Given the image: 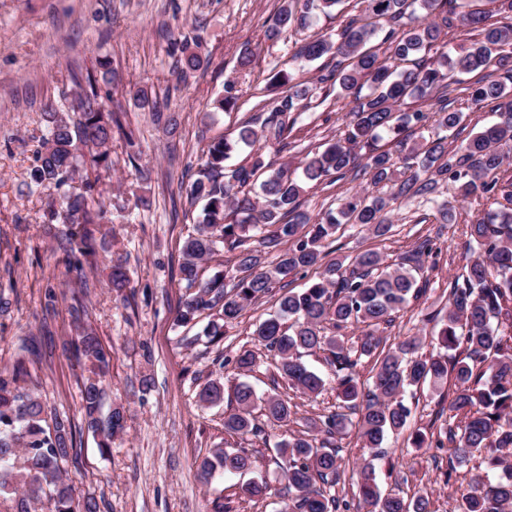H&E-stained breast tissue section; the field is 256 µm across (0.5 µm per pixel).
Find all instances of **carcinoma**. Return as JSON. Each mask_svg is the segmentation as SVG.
<instances>
[{
	"label": "carcinoma",
	"instance_id": "obj_1",
	"mask_svg": "<svg viewBox=\"0 0 512 512\" xmlns=\"http://www.w3.org/2000/svg\"><path fill=\"white\" fill-rule=\"evenodd\" d=\"M344 0H282L268 37L287 26L303 27L309 6L331 12ZM360 14L336 32L306 42L295 57L307 61L325 55L336 64L319 77L324 97L339 88L346 100L348 131L343 141L306 156L303 176L321 185L352 173L365 174L374 185L382 184L389 195L345 200L338 211L313 218L298 210L305 192L295 171L286 163L267 162L261 151L252 161L233 169L224 162L243 143H263L277 152L288 148L296 117L312 98L311 89L280 71L275 86L281 89L275 106L265 117L247 120L236 140L215 137L201 149L196 178L188 184L190 204L203 203L202 219L182 246L180 274L188 295L177 314V323L188 325L202 314L210 320L204 329L208 343L224 340V326L257 300L280 292L278 309L259 322L253 331L258 345L276 353L279 378L303 395L318 396L326 381L301 360L309 351L327 353L326 361L336 375L338 410L310 422L321 438L300 435L288 440L280 454L281 470L291 512H432L426 493L407 500L398 494L384 495L376 483L374 460L388 433L406 428L411 408L405 393L425 385L439 388L451 383L447 410L439 411L443 423L437 430L413 435L416 448L448 450L447 478L456 467L480 454L485 474H476L467 484L448 483L458 503L457 512H512V462L504 449L512 450V171L505 162L512 153V68L504 80L483 78L471 93L472 105H495L498 121L465 139L459 150L448 153L446 132L462 129L466 113L450 108L448 88L454 73L483 72L512 59V24L489 23L490 12L468 9L458 0H358ZM459 21L479 32L481 39L450 54L441 44L443 32ZM383 35L380 44L373 41ZM179 50V78L186 79L201 65L199 55L188 51V41L173 40ZM435 52L437 59L426 58ZM370 91L362 93L364 86ZM410 98H434L435 126L443 136L424 143L410 142L409 130L426 121L424 112H406ZM235 83L224 85V95L213 108H238ZM74 121L53 114L51 130L36 151V164L29 171V184L52 186L60 191L51 205L50 218H62L70 226L68 264L82 268L96 255L95 240L88 225L106 218L96 200L99 180L85 182L83 191L65 189L80 169L107 170L112 165L107 145L113 131L122 134L128 148L135 147L117 113L106 108L94 85L77 94ZM387 137L403 153V170L393 154L381 151L378 142ZM452 181L460 197L502 198L506 205L464 225L469 244L478 255L467 261L448 291L446 319L436 333L437 344L448 354L418 353L413 337L394 348L382 347L384 330L411 300L426 292L418 284L431 252L425 239L392 262L367 249L345 263H323L325 243L344 224L358 225L375 237H384L393 227L394 205L413 198H427ZM257 239L258 246H248ZM223 251L231 253L225 268L209 277L201 273L202 262ZM275 254V261L266 256ZM325 266L324 272L301 291L288 289V278ZM112 288L120 291L129 283L124 261L112 259L108 273ZM356 326L360 334L345 341V331ZM73 356L84 365L87 377L81 390L87 430L98 439L101 454L110 452L112 440L126 426L121 405L103 411L101 378L108 372L111 354L98 336L83 332L71 343ZM374 360L371 382H361L362 359ZM256 353L241 349L235 368L248 372ZM28 371L20 360L0 373V504L8 512H37L47 502V512H102L98 499L88 494L74 497V486L62 463L74 449L75 431L69 419L47 418L42 402L28 388ZM206 406L224 402V384L205 382L198 392ZM236 410L224 420L228 434L255 436L262 429L250 416L257 403L264 404L269 422L290 421L294 411L288 401L276 396L262 399L252 386L239 383L233 389ZM355 429L363 447L374 451L352 471V501L334 492L345 462L337 439ZM256 466L246 448H216L198 464V474L210 483L218 470L243 474ZM270 491L264 481L250 480L239 494L250 500Z\"/></svg>",
	"mask_w": 512,
	"mask_h": 512
}]
</instances>
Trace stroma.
<instances>
[{
	"mask_svg": "<svg viewBox=\"0 0 512 512\" xmlns=\"http://www.w3.org/2000/svg\"><path fill=\"white\" fill-rule=\"evenodd\" d=\"M280 0H0V289L11 306L0 315V371L11 370L31 339L42 344L39 362L31 364L32 383L42 403L69 418L81 433L77 453L63 468L77 494H93L104 501V512H211L216 492H223L232 512H288L282 490L278 444L302 434L310 420L336 409V395L295 399L296 416L282 426H266L264 438L228 436L224 416L232 406L204 407L197 391L206 378L223 381L226 390L238 383L251 385L258 396L292 397L286 386H274L277 360L253 345L252 332L274 311L275 300L263 298L242 311L215 346L179 344L182 336L201 333V326L182 327L176 315L186 290L180 279L182 245L196 219L180 189L196 169L200 135L233 137L238 124L272 105L267 90L280 70L299 81L316 85L326 73L329 58L306 62L295 59L298 47L336 30L352 15L351 5L330 15L314 14L307 28L290 29L274 41L265 37ZM200 43L203 62L188 82H179L170 50V34ZM253 49L250 68L237 59ZM94 76L100 99L118 112L137 137L138 159L127 160L120 138L110 145L112 168L102 173L99 188L112 215L97 224L101 247L95 264L83 272L70 271L65 262L68 242L61 222L45 214L57 192L32 189L28 172L48 131V115L70 116L76 84ZM240 91L239 107L214 111L211 103L224 93L226 81ZM456 109L467 115L462 134H449V149L492 123L491 108L472 106L470 93L478 74L455 77ZM167 98L176 123L156 125L140 96ZM342 103L311 102L297 115L288 150L264 148L266 158L300 169L307 154L323 149L345 131ZM384 189L369 178H344L329 186L308 189L301 210L318 215L337 208L343 199L380 195ZM390 236L374 237L346 225L336 235L341 256L373 248L386 260L411 250L423 239L441 244L443 252L428 271L427 292L401 311L385 336L396 343L416 336L422 352L437 351V329L428 313L446 312L448 288L470 256L460 224H448L437 205L422 200L402 203L392 213ZM125 260L130 282L112 290L106 267L112 257ZM80 298L88 314L74 321L69 313ZM54 311H47V304ZM89 328L112 353L103 383L105 406L123 405L125 433L101 454L96 438L85 431L81 409L82 370L63 344L79 328ZM255 348L257 362L242 374L230 359L241 348ZM150 378L142 389V378ZM293 398V397H292ZM412 409L407 431L388 436L384 460L376 464L383 492L405 498L429 491L435 512H453L444 474L447 453L414 448L410 433L430 427L436 413L448 404L447 388H424L407 398ZM216 448H246L257 460L256 473L273 492L265 499L236 497L240 479L215 474L203 484L197 463Z\"/></svg>",
	"mask_w": 512,
	"mask_h": 512,
	"instance_id": "obj_1",
	"label": "stroma"
}]
</instances>
